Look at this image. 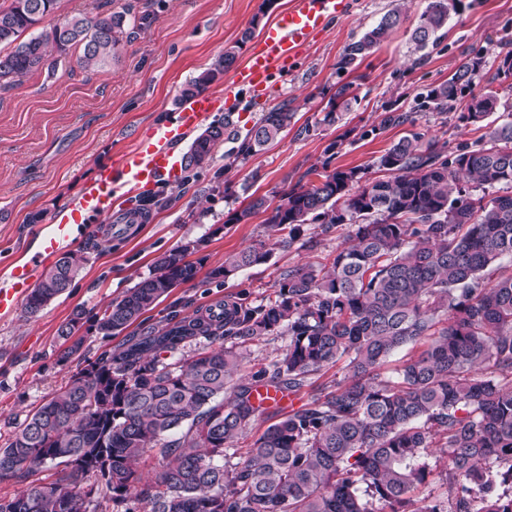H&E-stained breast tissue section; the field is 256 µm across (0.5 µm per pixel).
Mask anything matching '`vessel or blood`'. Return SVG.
Masks as SVG:
<instances>
[{
  "label": "vessel or blood",
  "mask_w": 512,
  "mask_h": 512,
  "mask_svg": "<svg viewBox=\"0 0 512 512\" xmlns=\"http://www.w3.org/2000/svg\"><path fill=\"white\" fill-rule=\"evenodd\" d=\"M350 5L351 0H296L293 7L265 28L246 65L234 74L230 97L262 94L273 75L288 70L314 35L343 17ZM218 102V97L204 93L179 104L160 139L139 144L117 165L99 170L80 199L79 209L91 216H108L115 194L122 187H132L145 195L161 182L178 183L181 171L172 145L203 122ZM72 235V225H59L56 232L39 239L32 258L11 266L0 282L1 317L18 310L34 287L40 269L56 258ZM257 392L264 407H284L292 401L288 392L270 384L258 386Z\"/></svg>",
  "instance_id": "vessel-or-blood-1"
}]
</instances>
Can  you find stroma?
Returning a JSON list of instances; mask_svg holds the SVG:
<instances>
[{"mask_svg": "<svg viewBox=\"0 0 512 512\" xmlns=\"http://www.w3.org/2000/svg\"><path fill=\"white\" fill-rule=\"evenodd\" d=\"M262 0H57L53 21L127 11L126 37L104 68H81L71 51L54 73L37 72L0 90V273L21 259L36 238L74 209L98 169L164 126L182 85L210 67L225 47L249 27ZM448 21L445 35L426 56L414 50L411 33L427 0H403L402 22L391 38L353 71L338 72L343 48L376 25L392 0H353L351 11L331 23L287 74L275 77L266 97L238 103L232 116L247 131L271 108L285 104L294 124L260 151L226 164L227 143L214 150L211 164L191 179L160 186L141 223H125L131 190L117 194L111 217L87 221L80 242L86 261L70 287L36 317L24 310L0 317V446L46 399L89 362L146 335L171 314L192 315L238 293L260 303L274 297L288 268L323 265L349 227L306 225L305 245L283 249L264 214L229 223V216L253 198L279 201L313 167L361 169L366 179L384 177L382 154L412 132L449 150L472 143L474 125L462 122L466 101L446 114L416 110L418 94L448 79L463 63L479 57L484 66L475 93L500 96V111L512 113V75L495 78L506 51H512V0H464ZM351 84L356 100L336 123L322 124L337 85ZM413 112L414 124L380 127L387 107ZM335 145L336 155L325 149ZM38 223H29L32 214ZM189 241L199 242L202 266L196 278L175 288L139 323L106 337L92 327L96 316L152 271L157 257ZM272 255L234 279L211 278L227 256L257 242ZM85 312L79 356L60 363L58 330L74 309Z\"/></svg>", "mask_w": 512, "mask_h": 512, "instance_id": "obj_1", "label": "stroma"}]
</instances>
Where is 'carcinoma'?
Returning a JSON list of instances; mask_svg holds the SVG:
<instances>
[{
    "label": "carcinoma",
    "mask_w": 512,
    "mask_h": 512,
    "mask_svg": "<svg viewBox=\"0 0 512 512\" xmlns=\"http://www.w3.org/2000/svg\"><path fill=\"white\" fill-rule=\"evenodd\" d=\"M210 67L186 82L180 99L202 94L236 61L262 14ZM57 0H11L0 7V88L33 71L51 70L73 48L84 68L115 56L126 13L73 16L28 39L22 35L54 13ZM464 7L462 0H428L411 39L418 51ZM400 6L348 44L336 63L351 71L400 25ZM480 62L461 65L448 80L419 96L420 111L448 112L471 94ZM352 85L342 84L322 122L350 108ZM499 109L489 90L460 119L483 133L457 151L436 149L413 133L378 161L386 179L363 180L357 168H311L318 182L296 184L274 205L256 197L230 215L237 224L267 214L273 232L288 230L291 248L304 225L354 223L329 265L305 264L283 273L275 297L254 305L243 296L177 318L129 340L87 364L0 446V479L46 463L65 466L45 486L9 500L0 512H512V194L484 191L512 183V119L484 120ZM294 112L264 113L245 134L231 113L207 126L183 156L184 171L209 166L215 145L245 159L288 130ZM412 123L409 112L387 109L382 128ZM483 191L467 192L460 181ZM199 250L188 242L157 258L153 272L113 300L95 330L116 336L173 288L195 279ZM270 257L264 242L224 260L210 272L233 279ZM84 262L64 253L26 299L37 315L62 295ZM84 312L59 329L60 360L78 354ZM288 345L251 375L237 378L247 348L269 336ZM205 339L189 358L184 347ZM407 350L394 375L383 367ZM344 362L347 375L319 386L313 376ZM272 384L307 401L269 425L244 455L236 443L252 429L260 406L255 387ZM180 437H175V434ZM159 449L163 469L142 483L139 467ZM444 466L447 494L432 500L424 488L429 458ZM496 463L504 471L492 472ZM95 482H89V479Z\"/></svg>",
    "instance_id": "obj_1"
}]
</instances>
